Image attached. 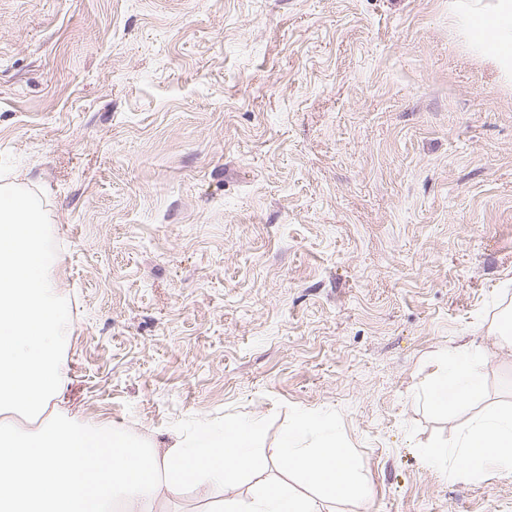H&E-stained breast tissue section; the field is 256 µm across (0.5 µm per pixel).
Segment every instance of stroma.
Listing matches in <instances>:
<instances>
[{"label":"stroma","mask_w":512,"mask_h":512,"mask_svg":"<svg viewBox=\"0 0 512 512\" xmlns=\"http://www.w3.org/2000/svg\"><path fill=\"white\" fill-rule=\"evenodd\" d=\"M450 4L0 0V178L44 208L79 420L258 417L266 452L307 411L370 487L323 512H512L426 455L512 407V80ZM466 342L480 390L436 410Z\"/></svg>","instance_id":"stroma-1"}]
</instances>
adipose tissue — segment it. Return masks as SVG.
Here are the masks:
<instances>
[{
	"label": "adipose tissue",
	"mask_w": 512,
	"mask_h": 512,
	"mask_svg": "<svg viewBox=\"0 0 512 512\" xmlns=\"http://www.w3.org/2000/svg\"><path fill=\"white\" fill-rule=\"evenodd\" d=\"M472 45L512 78V0H454ZM40 201L17 181L0 183V512H163L185 491L207 496L257 471L263 422L225 423L192 440L156 442L111 425H87L65 405L71 378L60 359L69 316L55 286L58 258ZM481 355L459 346L426 384L430 403L447 407L478 393ZM278 458L317 496L284 483H260L224 503V512H321L320 502L364 496L351 448L328 423L301 413L277 448ZM430 460L454 477L512 473V409L469 421Z\"/></svg>",
	"instance_id": "ef3b65f1"
}]
</instances>
